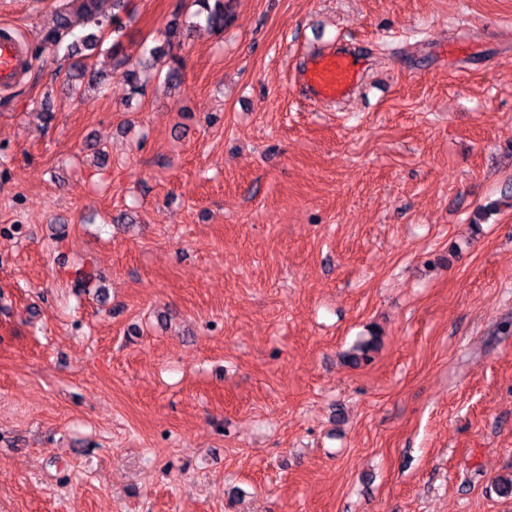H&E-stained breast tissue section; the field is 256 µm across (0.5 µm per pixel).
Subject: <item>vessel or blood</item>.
Masks as SVG:
<instances>
[{
    "label": "vessel or blood",
    "instance_id": "vessel-or-blood-1",
    "mask_svg": "<svg viewBox=\"0 0 512 512\" xmlns=\"http://www.w3.org/2000/svg\"><path fill=\"white\" fill-rule=\"evenodd\" d=\"M31 65L25 42L6 26L0 27V87L15 84ZM364 75L360 59L353 53L334 49L312 52L299 72L306 100L326 105L346 98Z\"/></svg>",
    "mask_w": 512,
    "mask_h": 512
}]
</instances>
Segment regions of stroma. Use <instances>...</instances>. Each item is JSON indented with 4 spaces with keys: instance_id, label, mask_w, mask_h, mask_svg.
<instances>
[{
    "instance_id": "35a3bbf8",
    "label": "stroma",
    "mask_w": 512,
    "mask_h": 512,
    "mask_svg": "<svg viewBox=\"0 0 512 512\" xmlns=\"http://www.w3.org/2000/svg\"><path fill=\"white\" fill-rule=\"evenodd\" d=\"M0 0V512H512V0H234L182 84L44 37L184 0ZM365 62L305 102L302 57ZM378 332L369 362L344 363ZM31 66V55L10 27H0V87L15 84Z\"/></svg>"
}]
</instances>
